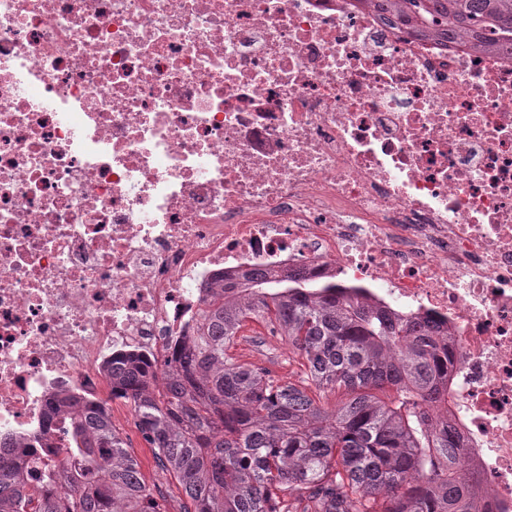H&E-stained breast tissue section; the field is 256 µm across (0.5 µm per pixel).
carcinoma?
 Instances as JSON below:
<instances>
[{"instance_id":"1","label":"carcinoma","mask_w":512,"mask_h":512,"mask_svg":"<svg viewBox=\"0 0 512 512\" xmlns=\"http://www.w3.org/2000/svg\"><path fill=\"white\" fill-rule=\"evenodd\" d=\"M452 13L490 48L512 35V0H400L396 19L428 28ZM303 360L300 383L229 353L249 319ZM436 330L392 319L334 285L224 286L162 371L131 362L112 383L132 396L140 431L183 512H474L480 492L444 416ZM64 459L0 464V512H164L98 407L62 400Z\"/></svg>"}]
</instances>
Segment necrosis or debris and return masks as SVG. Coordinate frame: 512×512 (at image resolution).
<instances>
[{"label": "necrosis or debris", "mask_w": 512, "mask_h": 512, "mask_svg": "<svg viewBox=\"0 0 512 512\" xmlns=\"http://www.w3.org/2000/svg\"><path fill=\"white\" fill-rule=\"evenodd\" d=\"M360 292L447 335L448 429L512 512V51L375 0H0V462L132 399L219 285Z\"/></svg>", "instance_id": "obj_1"}]
</instances>
